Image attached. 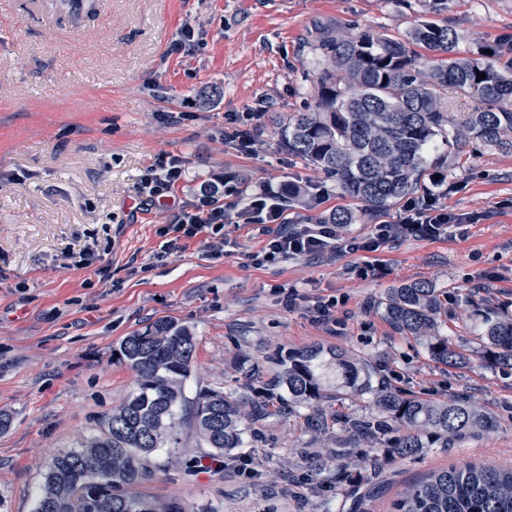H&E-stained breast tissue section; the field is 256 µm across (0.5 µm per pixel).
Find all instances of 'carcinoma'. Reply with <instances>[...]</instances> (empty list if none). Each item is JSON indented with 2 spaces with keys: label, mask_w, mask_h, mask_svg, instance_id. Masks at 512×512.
I'll return each instance as SVG.
<instances>
[{
  "label": "carcinoma",
  "mask_w": 512,
  "mask_h": 512,
  "mask_svg": "<svg viewBox=\"0 0 512 512\" xmlns=\"http://www.w3.org/2000/svg\"><path fill=\"white\" fill-rule=\"evenodd\" d=\"M312 51L325 60L312 70L314 105L272 121L288 154L334 179L363 213L416 195L427 176V153L438 140L512 153V61L494 65L503 46L490 54L464 52L448 22L425 18L398 36L326 31ZM482 74L486 78L478 79ZM382 305L386 320L424 340L433 360L461 363V353L440 332L442 304L432 284L389 288ZM480 340V361L512 372V317H485ZM196 344L194 329L171 318L120 342L117 354L134 372V388L92 431L53 457L34 512H183L176 501L136 491L154 455H165L188 475L194 459H182L186 440L208 448L209 456L241 458L257 423L302 409L315 435L337 426L372 447L383 445L380 458H359L346 446L308 455L316 481L334 470L340 482L353 483L381 458L415 456L438 443L446 448L473 431L499 427L497 417L471 398L411 396L388 383L371 357L320 345L267 356L270 371L261 390L201 388L190 396ZM364 395L371 399L370 416L333 411L336 401ZM394 512H512V466L467 463L431 471L405 490Z\"/></svg>",
  "instance_id": "carcinoma-1"
}]
</instances>
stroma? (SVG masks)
Instances as JSON below:
<instances>
[{
	"label": "stroma",
	"mask_w": 512,
	"mask_h": 512,
	"mask_svg": "<svg viewBox=\"0 0 512 512\" xmlns=\"http://www.w3.org/2000/svg\"><path fill=\"white\" fill-rule=\"evenodd\" d=\"M431 0H0V512H32L51 457L119 405L134 374L121 340L160 317L194 327L191 387L234 390L249 368L280 350L320 343L372 356L393 386L428 399L466 393L495 414L492 434L365 469L366 483L330 494L309 477L305 453L321 440L303 418L275 416L256 430L248 457L257 478L184 476L154 459L139 492L177 500L185 512H392L408 485L466 462L512 465V373L472 354L482 318L512 314V154L438 144L428 161L443 176L442 202L478 223L441 240L408 238L378 252L258 264L266 238L231 224L224 256L199 242L162 254L168 214L143 204L140 174L157 154L185 157L200 186L231 180L236 197L293 178L324 182L313 222L359 204L333 179L290 156L269 115L314 103L307 44L319 29L405 32ZM461 50L512 39V0H447L440 14ZM203 46L170 52L185 22ZM266 106L259 145L243 155L224 141V116ZM188 111L177 123L164 113ZM96 245L98 266L80 257ZM377 261L375 276L358 267ZM428 281L440 292L442 331L466 360H432L419 339L396 331L379 304L385 289ZM297 288L287 306L285 286ZM318 297L338 301L336 326L313 322Z\"/></svg>",
	"instance_id": "stroma-1"
}]
</instances>
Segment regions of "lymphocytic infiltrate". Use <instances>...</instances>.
<instances>
[{"label":"lymphocytic infiltrate","instance_id":"1","mask_svg":"<svg viewBox=\"0 0 512 512\" xmlns=\"http://www.w3.org/2000/svg\"><path fill=\"white\" fill-rule=\"evenodd\" d=\"M261 124L262 115L258 112L230 115L224 122V139L238 152L253 154ZM186 180L183 158L168 153L158 154L140 177L141 196L170 213L168 223L158 230L165 239L163 250L167 253L182 250L184 241L197 238L205 251L222 254L228 244L224 227L231 218L240 224L257 225L261 234L266 235L267 242L260 254L265 263L287 257L327 256L339 248L374 252L385 243L410 237L441 239L447 237L450 229L473 221L472 216L450 212L439 196L430 191L407 203L395 222L374 225L369 236L357 239L347 237L343 225L332 223L325 216L313 223L291 221L285 187L263 186L235 202L229 212L219 198L207 193L196 204H183L173 190Z\"/></svg>","mask_w":512,"mask_h":512}]
</instances>
